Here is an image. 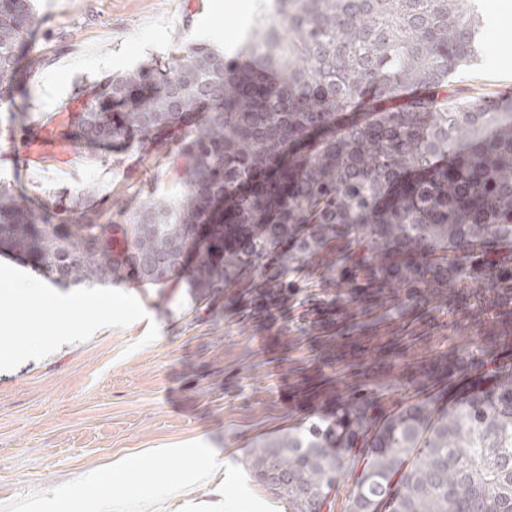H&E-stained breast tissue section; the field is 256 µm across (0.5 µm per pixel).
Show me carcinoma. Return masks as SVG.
Returning <instances> with one entry per match:
<instances>
[{"mask_svg":"<svg viewBox=\"0 0 512 512\" xmlns=\"http://www.w3.org/2000/svg\"><path fill=\"white\" fill-rule=\"evenodd\" d=\"M32 0H0V105L16 104ZM474 0H276L246 66L198 42L171 62L107 77L75 122L90 149L121 155L183 129V191L120 225L91 200L37 202L0 190V256L55 286H163L200 292L258 274L249 302L272 307L288 273L326 257L345 303L372 309L367 350L403 340L388 324L435 305L476 333L483 359L454 353L460 402L410 401L376 425L366 381L331 417L252 449L246 468L292 512H322L351 448L370 458L351 512H512V99L448 98V75L476 56ZM416 451L412 466L402 455Z\"/></svg>","mask_w":512,"mask_h":512,"instance_id":"carcinoma-1","label":"carcinoma"}]
</instances>
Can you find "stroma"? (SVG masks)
Here are the masks:
<instances>
[{
    "label": "stroma",
    "instance_id": "obj_1",
    "mask_svg": "<svg viewBox=\"0 0 512 512\" xmlns=\"http://www.w3.org/2000/svg\"><path fill=\"white\" fill-rule=\"evenodd\" d=\"M274 0H34L41 18L32 53L45 65L23 85L29 122L44 144L69 145L59 155L30 161L29 139L0 107V188L24 187L35 200L66 204L90 194L107 224H125L149 196H173L182 160L177 132L122 163L88 153L72 138L82 112L104 77L155 61L172 60L206 40L238 57ZM481 16H495L497 38L483 41L477 57L454 70L448 89L457 98L512 97V0H475ZM15 264L0 257V351L25 347L41 336L36 354L0 365V512L22 499L40 500L42 512H98V503H123L154 482L185 475L182 448L223 449L238 465L218 473L226 502L237 512H289L252 482L244 462L257 445L275 440L334 409L337 394L370 380L381 397L380 417L408 399L438 405L456 397L455 379L433 376L414 386L405 378L438 357L452 356L465 338L451 327L447 309L434 314L427 340L400 354L394 365L371 357L363 341L370 318L339 328L326 308L335 297L330 275L316 264L297 267L299 284L281 304L259 310L246 289L260 276L200 293L186 282L144 287L68 288L71 310L46 309L31 295L18 309ZM154 448L173 449L158 461ZM126 457L134 466L126 484L88 492L86 500L54 504L64 485ZM353 449L327 492L330 512H349L356 479L365 467Z\"/></svg>",
    "mask_w": 512,
    "mask_h": 512
}]
</instances>
